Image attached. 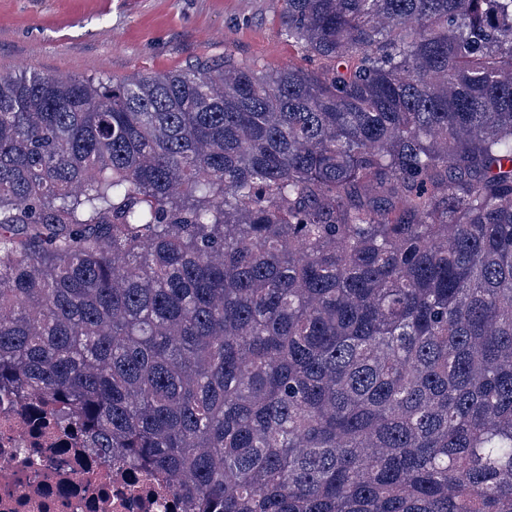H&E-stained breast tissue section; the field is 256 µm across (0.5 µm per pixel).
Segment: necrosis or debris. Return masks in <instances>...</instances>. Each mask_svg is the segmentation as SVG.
<instances>
[{"instance_id": "4bbe7bcc", "label": "necrosis or debris", "mask_w": 512, "mask_h": 512, "mask_svg": "<svg viewBox=\"0 0 512 512\" xmlns=\"http://www.w3.org/2000/svg\"><path fill=\"white\" fill-rule=\"evenodd\" d=\"M0 512H192L162 476L86 446L50 407L0 396Z\"/></svg>"}]
</instances>
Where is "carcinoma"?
Here are the masks:
<instances>
[{"label":"carcinoma","mask_w":512,"mask_h":512,"mask_svg":"<svg viewBox=\"0 0 512 512\" xmlns=\"http://www.w3.org/2000/svg\"><path fill=\"white\" fill-rule=\"evenodd\" d=\"M315 68L0 76V392L195 512H512V0H279Z\"/></svg>","instance_id":"carcinoma-1"}]
</instances>
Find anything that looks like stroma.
I'll return each mask as SVG.
<instances>
[{
    "mask_svg": "<svg viewBox=\"0 0 512 512\" xmlns=\"http://www.w3.org/2000/svg\"><path fill=\"white\" fill-rule=\"evenodd\" d=\"M278 0H0V75L141 73L223 63L299 62Z\"/></svg>",
    "mask_w": 512,
    "mask_h": 512,
    "instance_id": "stroma-1",
    "label": "stroma"
}]
</instances>
